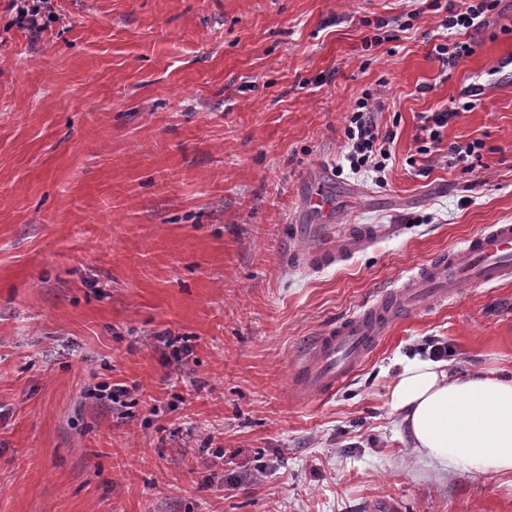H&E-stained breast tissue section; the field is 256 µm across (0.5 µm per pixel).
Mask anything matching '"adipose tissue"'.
I'll use <instances>...</instances> for the list:
<instances>
[{"mask_svg":"<svg viewBox=\"0 0 512 512\" xmlns=\"http://www.w3.org/2000/svg\"><path fill=\"white\" fill-rule=\"evenodd\" d=\"M388 400L418 459L444 472L512 473V372L403 360Z\"/></svg>","mask_w":512,"mask_h":512,"instance_id":"1","label":"adipose tissue"}]
</instances>
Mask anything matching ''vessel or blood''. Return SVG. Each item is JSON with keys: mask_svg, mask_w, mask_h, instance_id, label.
Instances as JSON below:
<instances>
[{"mask_svg": "<svg viewBox=\"0 0 512 512\" xmlns=\"http://www.w3.org/2000/svg\"><path fill=\"white\" fill-rule=\"evenodd\" d=\"M372 242L369 228L354 224L335 247L316 245L300 261L311 269L346 262ZM512 281V224H490L459 248L439 254L367 301L318 337L294 370L297 395H326L347 381L377 349L392 326L408 314H424L460 295L468 286Z\"/></svg>", "mask_w": 512, "mask_h": 512, "instance_id": "obj_1", "label": "vessel or blood"}]
</instances>
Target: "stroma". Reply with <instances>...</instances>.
Wrapping results in <instances>:
<instances>
[{"mask_svg":"<svg viewBox=\"0 0 512 512\" xmlns=\"http://www.w3.org/2000/svg\"><path fill=\"white\" fill-rule=\"evenodd\" d=\"M429 2L55 0L34 31L0 0V512H512V475L414 458L387 397L432 341L454 369L512 371V283L400 322L332 394L292 395L317 336L512 224V0L478 32ZM447 39L475 52L445 74ZM474 81L445 130L482 142L466 171L417 136ZM378 87L392 158L357 172L345 128ZM302 224L377 237L312 271ZM98 383L131 387L128 416L83 399Z\"/></svg>","mask_w":512,"mask_h":512,"instance_id":"obj_1","label":"stroma"}]
</instances>
